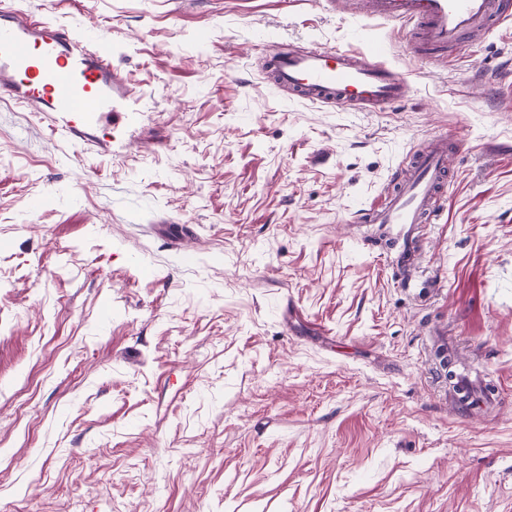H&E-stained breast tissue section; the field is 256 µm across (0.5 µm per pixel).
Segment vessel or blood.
Here are the masks:
<instances>
[{
  "label": "vessel or blood",
  "instance_id": "obj_1",
  "mask_svg": "<svg viewBox=\"0 0 512 512\" xmlns=\"http://www.w3.org/2000/svg\"><path fill=\"white\" fill-rule=\"evenodd\" d=\"M346 7L361 17L411 25L429 47L444 49L511 14L512 0H348ZM264 73L275 88L320 105L377 110L404 103L413 92L387 63L378 40L358 53L277 51L267 56ZM126 95L105 34L90 42L32 12L0 11L1 97L36 112L79 116L89 124L98 113L125 111ZM459 149V144L434 139L398 170L386 194L363 208V222L388 234L396 267L406 268L414 258L416 225L436 219L449 160Z\"/></svg>",
  "mask_w": 512,
  "mask_h": 512
}]
</instances>
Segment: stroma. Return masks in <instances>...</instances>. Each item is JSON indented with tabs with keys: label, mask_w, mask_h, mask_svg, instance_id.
<instances>
[{
	"label": "stroma",
	"mask_w": 512,
	"mask_h": 512,
	"mask_svg": "<svg viewBox=\"0 0 512 512\" xmlns=\"http://www.w3.org/2000/svg\"><path fill=\"white\" fill-rule=\"evenodd\" d=\"M0 3L108 30L130 89L85 137L0 100V512H512V18L446 61L336 0ZM369 36L409 101L261 72ZM440 135L392 272L357 214Z\"/></svg>",
	"instance_id": "stroma-1"
}]
</instances>
